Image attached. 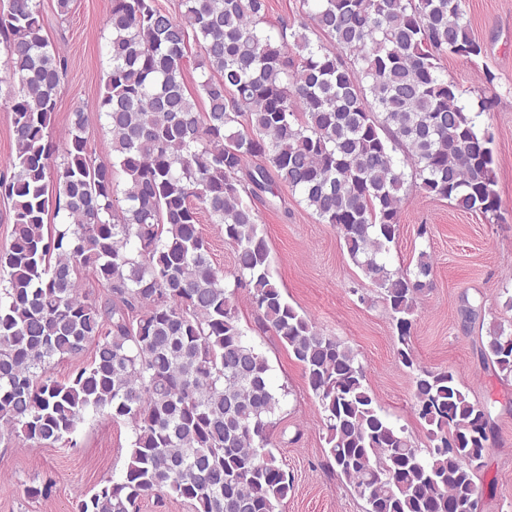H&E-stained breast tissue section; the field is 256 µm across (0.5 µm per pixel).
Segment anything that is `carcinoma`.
I'll return each mask as SVG.
<instances>
[{
	"label": "carcinoma",
	"mask_w": 512,
	"mask_h": 512,
	"mask_svg": "<svg viewBox=\"0 0 512 512\" xmlns=\"http://www.w3.org/2000/svg\"><path fill=\"white\" fill-rule=\"evenodd\" d=\"M302 7L308 22L288 33L266 27L267 0H179L175 15L155 0H111L110 66L92 111L105 118L112 161L92 157L79 107L53 169L67 61L41 34V0H0V105L15 148L12 174L0 177L13 211V242L0 257V422L49 445L73 441L91 413L133 430L121 479L79 500L77 512H137L150 495L187 500L194 512H276L293 490L270 450L284 394L239 326L201 210L234 248V287L302 366L330 466L364 512L478 510L491 409L469 399L452 369L421 367L409 346L430 254L412 270L390 268L386 256L407 182L463 211L497 212L491 139L477 125L491 103L473 111L438 66L444 54L477 58L483 48L464 0ZM311 28L330 45L313 42ZM192 42L195 95L184 88ZM275 181L336 226L379 291L397 358L413 372L427 447L382 413L357 353L277 286L254 206ZM51 209L67 218L52 231ZM80 269L106 288V303L81 292ZM88 346L90 362L70 376L49 371ZM480 355L512 378V330L490 325Z\"/></svg>",
	"instance_id": "cac0c4a2"
}]
</instances>
